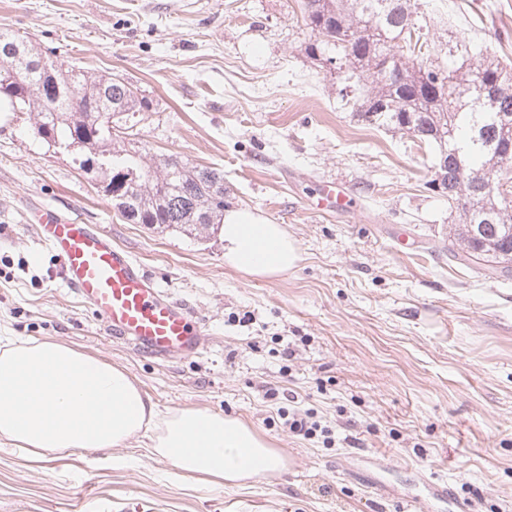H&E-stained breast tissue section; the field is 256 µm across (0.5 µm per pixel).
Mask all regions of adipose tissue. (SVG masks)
<instances>
[{
    "label": "adipose tissue",
    "mask_w": 512,
    "mask_h": 512,
    "mask_svg": "<svg viewBox=\"0 0 512 512\" xmlns=\"http://www.w3.org/2000/svg\"><path fill=\"white\" fill-rule=\"evenodd\" d=\"M224 260L255 276L293 267L297 248L278 224L242 212L222 227ZM148 433L182 471L228 485L270 476L283 457L237 417L184 409L161 413L121 368L56 341L0 349V439L36 458L70 448L106 451Z\"/></svg>",
    "instance_id": "obj_1"
}]
</instances>
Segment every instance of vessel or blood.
<instances>
[{"mask_svg":"<svg viewBox=\"0 0 512 512\" xmlns=\"http://www.w3.org/2000/svg\"><path fill=\"white\" fill-rule=\"evenodd\" d=\"M354 203L348 187L328 185L310 198L311 208L333 216ZM40 240L61 261L69 288L87 303L113 338L153 357L199 353L202 331L185 304L174 300L124 248L77 215L43 208L30 218Z\"/></svg>","mask_w":512,"mask_h":512,"instance_id":"obj_1","label":"vessel or blood"}]
</instances>
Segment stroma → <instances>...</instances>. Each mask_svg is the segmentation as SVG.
I'll return each instance as SVG.
<instances>
[{
    "instance_id": "35a3bbf8",
    "label": "stroma",
    "mask_w": 512,
    "mask_h": 512,
    "mask_svg": "<svg viewBox=\"0 0 512 512\" xmlns=\"http://www.w3.org/2000/svg\"><path fill=\"white\" fill-rule=\"evenodd\" d=\"M304 0H0V27L151 101L136 145L224 172L228 211L279 224L299 259L256 278L224 262L219 230L125 223L98 178L0 112V338L58 341L125 370L158 409L238 417L283 469L241 486L178 474L137 437L100 463L73 449L33 460L0 441V512H448V482L480 512L512 506V269L449 261L458 223L429 185L435 146L358 121L336 72L307 56ZM431 59L462 36L512 63V0H416ZM345 183L359 208L306 198ZM75 210L124 247L203 332L186 359L139 355L67 287L25 214ZM314 414L333 446L289 434ZM89 489L73 495L76 485Z\"/></svg>"
}]
</instances>
